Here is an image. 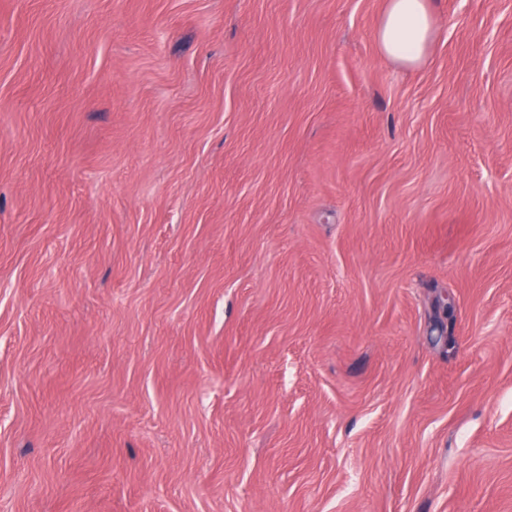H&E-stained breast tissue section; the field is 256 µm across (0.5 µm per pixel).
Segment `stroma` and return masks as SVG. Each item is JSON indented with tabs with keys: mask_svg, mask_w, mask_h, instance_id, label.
<instances>
[{
	"mask_svg": "<svg viewBox=\"0 0 512 512\" xmlns=\"http://www.w3.org/2000/svg\"><path fill=\"white\" fill-rule=\"evenodd\" d=\"M431 7L0 0V512H512V0ZM431 0H388L377 28L382 53L408 67L422 64L435 36Z\"/></svg>",
	"mask_w": 512,
	"mask_h": 512,
	"instance_id": "1",
	"label": "stroma"
}]
</instances>
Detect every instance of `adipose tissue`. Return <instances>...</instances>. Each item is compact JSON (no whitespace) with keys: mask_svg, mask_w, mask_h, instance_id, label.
Instances as JSON below:
<instances>
[{"mask_svg":"<svg viewBox=\"0 0 512 512\" xmlns=\"http://www.w3.org/2000/svg\"><path fill=\"white\" fill-rule=\"evenodd\" d=\"M435 36L430 0H388L377 28L382 53L408 67L422 64Z\"/></svg>","mask_w":512,"mask_h":512,"instance_id":"adipose-tissue-1","label":"adipose tissue"}]
</instances>
